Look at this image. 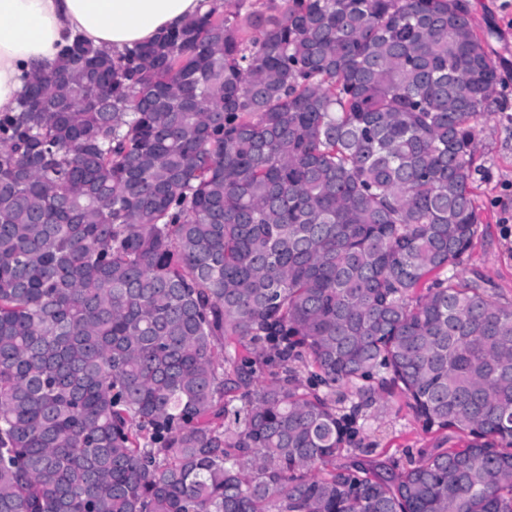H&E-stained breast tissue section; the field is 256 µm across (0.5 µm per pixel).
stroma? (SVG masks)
<instances>
[{"label": "stroma", "instance_id": "35a3bbf8", "mask_svg": "<svg viewBox=\"0 0 512 512\" xmlns=\"http://www.w3.org/2000/svg\"><path fill=\"white\" fill-rule=\"evenodd\" d=\"M472 24L485 38L488 55L502 79L492 116L477 124L482 170L476 205L483 233L459 265L465 277L480 275L490 293L512 301V0H467ZM356 444L382 457L436 452L447 447L449 433L427 431L403 397L374 401L357 423Z\"/></svg>", "mask_w": 512, "mask_h": 512}]
</instances>
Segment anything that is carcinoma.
I'll return each mask as SVG.
<instances>
[{
	"mask_svg": "<svg viewBox=\"0 0 512 512\" xmlns=\"http://www.w3.org/2000/svg\"><path fill=\"white\" fill-rule=\"evenodd\" d=\"M269 2L76 39L0 113V512H512V302L456 271L485 39ZM396 389L463 445L369 468Z\"/></svg>",
	"mask_w": 512,
	"mask_h": 512,
	"instance_id": "carcinoma-1",
	"label": "carcinoma"
}]
</instances>
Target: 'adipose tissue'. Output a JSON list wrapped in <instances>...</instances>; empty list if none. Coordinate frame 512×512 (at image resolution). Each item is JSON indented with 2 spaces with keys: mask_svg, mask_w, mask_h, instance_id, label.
Wrapping results in <instances>:
<instances>
[{
  "mask_svg": "<svg viewBox=\"0 0 512 512\" xmlns=\"http://www.w3.org/2000/svg\"><path fill=\"white\" fill-rule=\"evenodd\" d=\"M204 0H0V112L74 38L119 55L204 13Z\"/></svg>",
  "mask_w": 512,
  "mask_h": 512,
  "instance_id": "ef3b65f1",
  "label": "adipose tissue"
}]
</instances>
